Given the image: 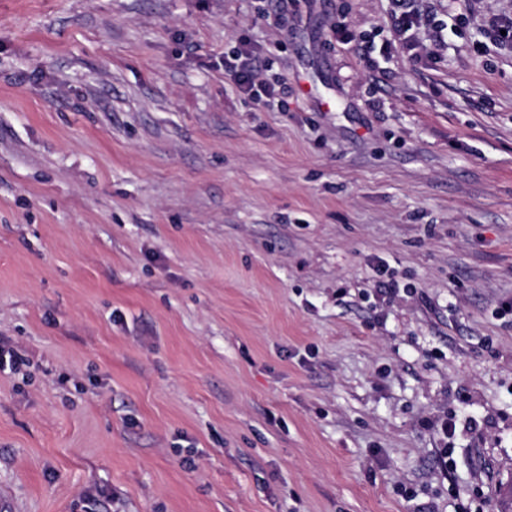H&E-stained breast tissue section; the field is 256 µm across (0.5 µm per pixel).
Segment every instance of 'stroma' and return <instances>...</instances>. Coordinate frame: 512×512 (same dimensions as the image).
Returning a JSON list of instances; mask_svg holds the SVG:
<instances>
[{
    "label": "stroma",
    "instance_id": "obj_1",
    "mask_svg": "<svg viewBox=\"0 0 512 512\" xmlns=\"http://www.w3.org/2000/svg\"><path fill=\"white\" fill-rule=\"evenodd\" d=\"M416 5L384 76L389 0H0L11 512H498L512 0ZM413 1L415 0H391V30L394 39L383 36L376 41V38L381 36L383 31L373 38L362 37L356 39L346 25H338L336 35L346 43L355 42L358 52L367 61L368 65L378 67L384 74L390 73L388 64L392 58L391 47L395 45L396 39L409 51H414L420 47L418 41L420 30L426 26H432L435 29L438 41H444L441 33L448 28V24L434 23L432 18L424 15L415 7ZM382 64L386 66H382ZM224 73L232 78L239 86L247 91H251L259 97H262L263 93L267 96H273L275 93L273 86L257 80L254 67L246 51L237 52L231 58L228 56L224 58ZM255 87H257V89H254Z\"/></svg>",
    "mask_w": 512,
    "mask_h": 512
}]
</instances>
